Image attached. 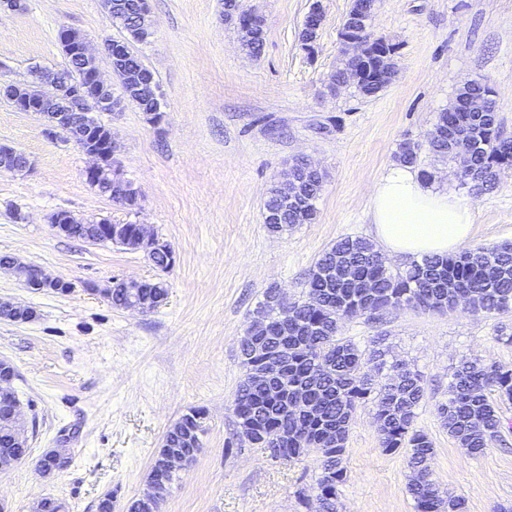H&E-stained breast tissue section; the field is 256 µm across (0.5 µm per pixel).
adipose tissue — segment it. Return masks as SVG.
<instances>
[{
    "instance_id": "ef3b65f1",
    "label": "adipose tissue",
    "mask_w": 512,
    "mask_h": 512,
    "mask_svg": "<svg viewBox=\"0 0 512 512\" xmlns=\"http://www.w3.org/2000/svg\"><path fill=\"white\" fill-rule=\"evenodd\" d=\"M370 216L389 259L454 254L473 227L469 200L438 189L401 164L391 166L375 184Z\"/></svg>"
}]
</instances>
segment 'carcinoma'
<instances>
[{
    "instance_id": "cac0c4a2",
    "label": "carcinoma",
    "mask_w": 512,
    "mask_h": 512,
    "mask_svg": "<svg viewBox=\"0 0 512 512\" xmlns=\"http://www.w3.org/2000/svg\"><path fill=\"white\" fill-rule=\"evenodd\" d=\"M241 44L250 54H261L265 44V21L238 26ZM435 126L445 134L429 139V150L442 158L455 157L464 149L469 170L495 183L499 169L512 166V140L500 135L494 112L438 113ZM420 145L400 144L398 162L419 166ZM289 179L272 186L264 210L282 209L281 223L269 231L283 232L293 224H310L317 214L316 202L323 191V175L302 165L291 168ZM497 262L487 266L486 258ZM347 263L361 272L367 301L358 299L360 289L342 280L328 283L311 275L305 296L284 310L273 303L274 290L265 292L259 308L270 324L253 326L256 340L266 347L288 345V394L298 393L316 402L320 410L303 413L276 401L264 386L244 374L232 402L237 423H251L266 436L264 454L279 462L294 461L310 449L317 450L318 475L315 502L298 493L308 512H338V488L347 478L345 442L357 409L371 402L380 445L388 454H405L412 473L408 493L417 512H466L459 495H442L433 480L435 448L428 435L414 427L416 410L425 396L421 375L399 369L387 381L377 383L364 372V355L340 336L344 322L372 317L387 305L428 311L462 306L475 313L498 314L512 309V243L466 248L452 257H425L404 271H392L374 245L363 238L345 237L325 250L314 265ZM320 379H308L311 371ZM448 402L437 414L448 434L474 455L483 454L500 437L497 402H512V368L463 361L449 385ZM202 409L181 415L164 436L167 448H190L204 433Z\"/></svg>"
}]
</instances>
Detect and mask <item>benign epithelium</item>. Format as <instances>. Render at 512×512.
Listing matches in <instances>:
<instances>
[{"instance_id":"1","label":"benign epithelium","mask_w":512,"mask_h":512,"mask_svg":"<svg viewBox=\"0 0 512 512\" xmlns=\"http://www.w3.org/2000/svg\"><path fill=\"white\" fill-rule=\"evenodd\" d=\"M373 10L363 3L357 13L343 28L342 40L352 50L349 69L356 84L366 82L370 76V60L380 55L381 40L370 34ZM58 42L67 59L77 58L84 63L83 71L76 82L62 72L38 70L35 72L39 83L50 90H36L28 86L18 89L3 78L0 80V94L7 96L20 112L41 116L46 121V132H63L82 151L94 158L85 170L87 183L95 190L107 184L115 188L111 194L113 202L126 206V197L141 195L140 190L129 183L114 159L115 145L111 130L95 118L96 112H116L122 109L123 102L112 96V85L102 79L97 55L90 50L87 41L71 29H61ZM105 55L112 62L113 73L120 79L136 68L139 57L131 47L122 41L107 40L103 44ZM451 112H492L494 105L490 92L469 100L464 104L449 108ZM52 228L60 235L70 231L71 225L78 223L70 213L62 211L51 219ZM138 245L146 252H161L167 255L168 266L174 264L171 246L144 224L137 225ZM10 268L28 287L45 288L64 284L61 279H51L38 267L21 265L12 261ZM127 288L132 292L125 308L150 312L155 304L139 293L142 281L122 279L113 282V288ZM288 351L283 348H269L263 351L262 368L253 377L262 383L288 382ZM15 367L8 360H0V406L6 408L13 441L18 448L29 447L26 435V421L23 418L20 400L12 391ZM200 452V444L189 451H166L161 453V465L154 470L150 481L151 492L136 501L141 512H155V497L160 490H169L165 479L167 474H176L189 466Z\"/></svg>"}]
</instances>
